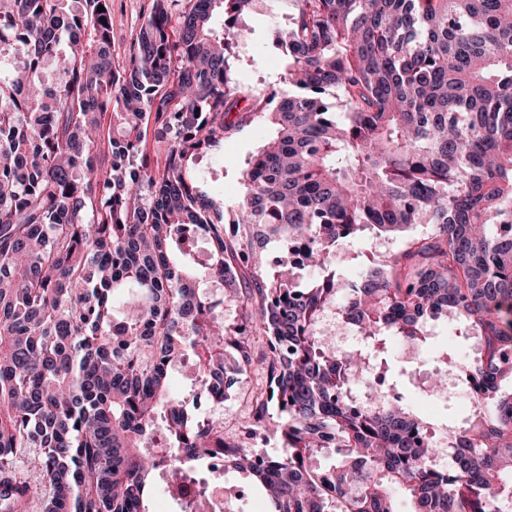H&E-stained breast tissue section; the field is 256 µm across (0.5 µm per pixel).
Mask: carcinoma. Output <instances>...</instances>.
<instances>
[{"label":"carcinoma","instance_id":"1","mask_svg":"<svg viewBox=\"0 0 512 512\" xmlns=\"http://www.w3.org/2000/svg\"><path fill=\"white\" fill-rule=\"evenodd\" d=\"M109 2L0 0V512H149L213 457L270 512H512V0H288L286 96L241 80L260 0H153L124 59ZM245 123L275 137L227 209L196 161ZM416 224L337 306L336 244ZM433 322L480 351L445 470L386 360ZM257 351L237 428L192 421L184 358L206 392Z\"/></svg>","mask_w":512,"mask_h":512}]
</instances>
